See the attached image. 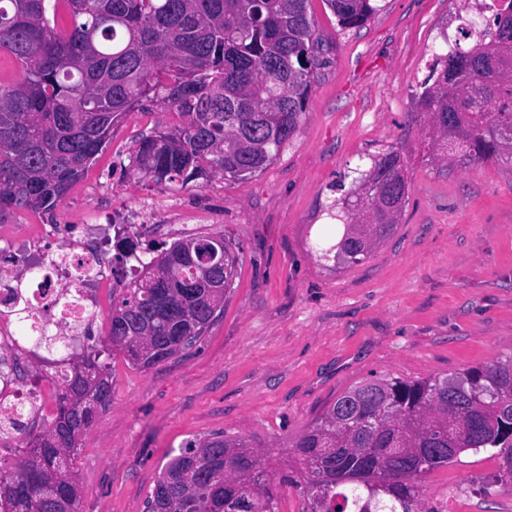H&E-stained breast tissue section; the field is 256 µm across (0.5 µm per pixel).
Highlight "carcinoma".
<instances>
[{"label": "carcinoma", "mask_w": 512, "mask_h": 512, "mask_svg": "<svg viewBox=\"0 0 512 512\" xmlns=\"http://www.w3.org/2000/svg\"><path fill=\"white\" fill-rule=\"evenodd\" d=\"M338 24L362 26L372 0H325ZM474 45L434 54L418 97L437 158L472 165L512 159V0ZM309 0H0V53L21 73L0 82V223L50 213L143 99L182 117L140 141L129 166L187 185L265 168L296 134L312 87L317 41ZM400 151L372 159L320 240L323 256L358 264L399 215L370 208L408 193ZM222 236L154 250L123 238L117 259L144 275L123 283L107 342L148 369L191 348L224 306L238 256ZM226 260L220 276L216 264ZM104 350L88 347L61 371L55 417L17 462L0 459V512H79L72 457L112 397ZM278 473L242 437L193 441L162 468L145 512H278L277 487H302L310 512H415L421 479L463 452L496 448L512 478V355L463 373L407 382L363 381L341 394L292 443Z\"/></svg>", "instance_id": "1"}]
</instances>
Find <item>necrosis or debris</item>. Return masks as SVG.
<instances>
[{"mask_svg":"<svg viewBox=\"0 0 512 512\" xmlns=\"http://www.w3.org/2000/svg\"><path fill=\"white\" fill-rule=\"evenodd\" d=\"M121 230L118 224L84 226L75 235L55 230L57 248L49 254L41 246L44 225H30L17 262L0 265V350L26 362L33 337L48 333L73 351L103 317L101 297L113 286L106 240ZM49 394L27 377L0 383V443L31 437Z\"/></svg>","mask_w":512,"mask_h":512,"instance_id":"obj_1","label":"necrosis or debris"}]
</instances>
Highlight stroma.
I'll return each instance as SVG.
<instances>
[{
  "mask_svg": "<svg viewBox=\"0 0 512 512\" xmlns=\"http://www.w3.org/2000/svg\"><path fill=\"white\" fill-rule=\"evenodd\" d=\"M364 26L345 29L324 0L316 65L296 135L261 172L158 184L115 170L142 138L180 125L144 100L52 214L27 224L172 225L145 246L224 236L238 257L224 311L193 347L149 369L105 355L112 399L74 454L80 512H143L164 464L194 440L240 436L270 465L290 452L336 398L375 378L417 381L512 354V161L448 167L425 144L417 105L442 31L458 34L466 0H377ZM403 155L410 190L394 233L361 263L337 266L317 240L357 171L388 148ZM494 450L462 453L422 481L433 512L454 486L469 512H512Z\"/></svg>",
  "mask_w": 512,
  "mask_h": 512,
  "instance_id": "1",
  "label": "stroma"
}]
</instances>
